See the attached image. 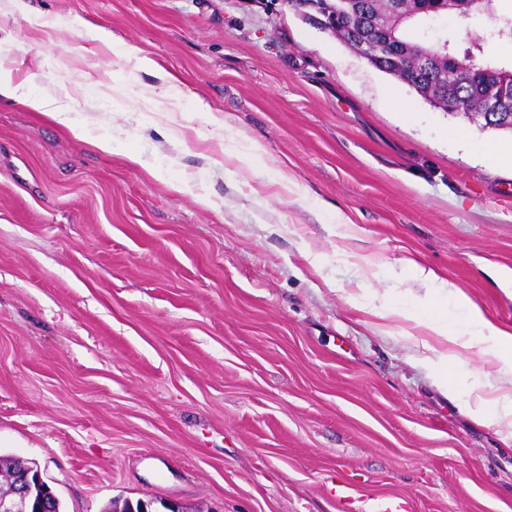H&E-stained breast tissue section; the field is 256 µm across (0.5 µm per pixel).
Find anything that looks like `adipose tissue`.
Segmentation results:
<instances>
[{"label": "adipose tissue", "mask_w": 512, "mask_h": 512, "mask_svg": "<svg viewBox=\"0 0 512 512\" xmlns=\"http://www.w3.org/2000/svg\"><path fill=\"white\" fill-rule=\"evenodd\" d=\"M126 56L136 61L140 68L154 71L158 83L150 90L136 93L138 103L147 112H161L165 101L179 99V89L172 85L165 72L157 69L155 63L139 56L135 48H128ZM0 97L20 103L32 111L49 118L66 129H73L71 119L72 101L40 97L26 90L23 84L14 82L11 69L0 64ZM456 305L462 310L467 328L458 332L450 328L447 318L434 314L423 315L414 309H400L399 314L405 320L413 322L428 335L444 342V349H431L422 359L423 365L434 373L436 386L444 394H454L455 387L448 381V370L457 361L463 351L486 347L487 354L500 364L501 378L487 392L475 395L466 402L462 410L465 414L491 413L494 425L512 427V333L494 327L484 316L482 309L460 289H453Z\"/></svg>", "instance_id": "adipose-tissue-1"}]
</instances>
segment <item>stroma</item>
Listing matches in <instances>:
<instances>
[{"mask_svg":"<svg viewBox=\"0 0 512 512\" xmlns=\"http://www.w3.org/2000/svg\"><path fill=\"white\" fill-rule=\"evenodd\" d=\"M511 14L405 37L511 65ZM128 45L181 90L184 142L113 95L154 81ZM0 61L119 138L102 153L0 99V456L36 462L63 512H512V433L461 410L491 360L463 352L444 396L406 322L381 334L351 303H407L412 256L512 331V167L476 149L511 132L432 107L290 0H0ZM223 125L263 146L254 171L230 175Z\"/></svg>","mask_w":512,"mask_h":512,"instance_id":"obj_1","label":"stroma"}]
</instances>
